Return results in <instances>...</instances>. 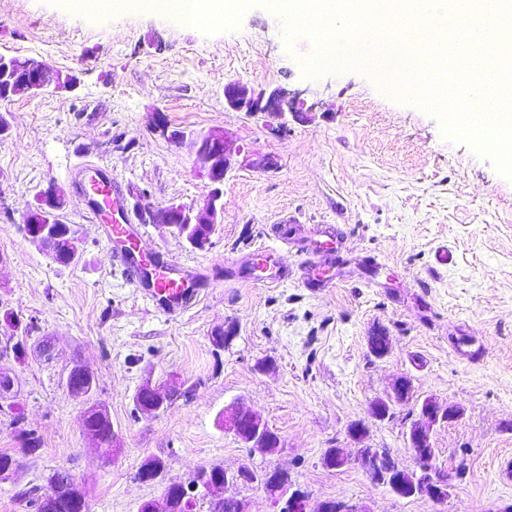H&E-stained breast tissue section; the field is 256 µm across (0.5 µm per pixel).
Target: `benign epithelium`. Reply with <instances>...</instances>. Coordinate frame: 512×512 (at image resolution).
<instances>
[{
    "label": "benign epithelium",
    "instance_id": "7a95c632",
    "mask_svg": "<svg viewBox=\"0 0 512 512\" xmlns=\"http://www.w3.org/2000/svg\"><path fill=\"white\" fill-rule=\"evenodd\" d=\"M0 84L7 87V92L0 96L2 105L19 94L37 96L61 89L73 91L77 89L79 81L72 74L62 75L43 60L1 54ZM224 107L235 112L273 113L281 117L283 122L272 129L275 134H281L287 129L288 113L312 111V107L298 94L290 97L281 88L249 87L239 81L224 84ZM150 125L157 135L194 155L196 170L208 180L210 191L199 204L172 202L158 213L142 209L139 214L140 221L145 224H161L185 240L191 249L204 250L210 246L211 236L204 237L196 229L221 223L224 181L237 164V153L232 151L220 130L207 131L203 141L193 144L188 131L171 126L166 114L160 110L151 113ZM64 206L65 194L59 186L39 192L36 204L29 209L24 219L25 233L31 243L38 242L41 231H48L51 225L59 223ZM92 383L93 374L80 365L66 379L67 389L78 397L85 396V389ZM185 392L187 387L184 382L177 387L163 388L146 381L138 387L136 394L139 406L158 414ZM411 394L410 379L400 377L393 384L391 393L384 399V404L372 406L371 416L377 420L386 419L389 412L409 402ZM459 416L460 410L454 406L442 407L430 397L422 401L407 436V448L412 460V466L408 470L419 476L420 482L417 484L405 489L397 485L395 474L403 470V466L398 459L387 455L380 448L358 453L355 462L372 482L388 488L399 497H420L434 505H442L448 500L458 473L439 464L431 444V433L434 426L450 423ZM221 419L224 421V431L233 434L245 447L253 449V453L266 456L273 451H280V436L259 415L243 407L240 402L234 401L225 406ZM61 474L65 476L67 486L74 490L72 501L77 512H87L89 504L80 496L81 485L68 471L63 470ZM247 477L263 483L270 505L277 512H324L325 502H318L311 511L307 494L299 489L289 491L282 487L280 470L258 468L250 462L241 464L235 470H226L222 475H211L209 468L202 467L192 480L181 482L179 486L184 497L206 501L210 512H224L227 504L232 505L236 512H245L242 502L230 494V489L241 485Z\"/></svg>",
    "mask_w": 512,
    "mask_h": 512
}]
</instances>
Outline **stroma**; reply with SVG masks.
<instances>
[{
    "label": "stroma",
    "mask_w": 512,
    "mask_h": 512,
    "mask_svg": "<svg viewBox=\"0 0 512 512\" xmlns=\"http://www.w3.org/2000/svg\"><path fill=\"white\" fill-rule=\"evenodd\" d=\"M317 43L284 42V22L247 8L239 26L213 33L149 12L90 16L54 0H0V54L36 57L78 75L76 92L21 94L0 114V316L32 329L23 361L0 357L14 390L0 399V451L18 447L13 418L43 439L0 483V512H29L18 493L46 488L58 469L87 493L90 512H139L164 481H190L204 466L234 469L247 449L219 415L240 401L266 420L282 448L263 464L288 472L313 501L340 499L368 512H502L512 505V179L468 143L444 137L436 117L400 101L361 70L306 74ZM282 86L314 106L304 118L252 116L224 107V85ZM172 126L222 130L239 149L224 184L223 218L209 249H191L157 224L140 225L145 245L173 255L185 274L204 271L196 300L169 315L128 282L90 222L75 175L102 164L129 217L170 202L199 203L210 186L194 157L154 134L149 116ZM275 157L277 169L265 160ZM66 191L63 219L80 239L79 258L52 262L27 239L23 217L48 183ZM342 233L318 272V292L299 278L325 225ZM287 280L263 285L243 264L258 247ZM236 334L216 347L217 329ZM385 329L389 350L374 356L368 338ZM88 368L95 387L73 396L66 376ZM410 403L391 418L371 404L399 377ZM191 389L168 409L137 410L146 380ZM433 398L459 417L438 425L432 444L444 467L463 475L448 501L401 498L351 461L327 470L328 449L356 455L384 448L409 463L406 437L419 403ZM104 405L123 441L108 462L83 428V412ZM365 422L356 443L349 425ZM160 458L164 479L137 482L143 460Z\"/></svg>",
    "instance_id": "obj_1"
}]
</instances>
